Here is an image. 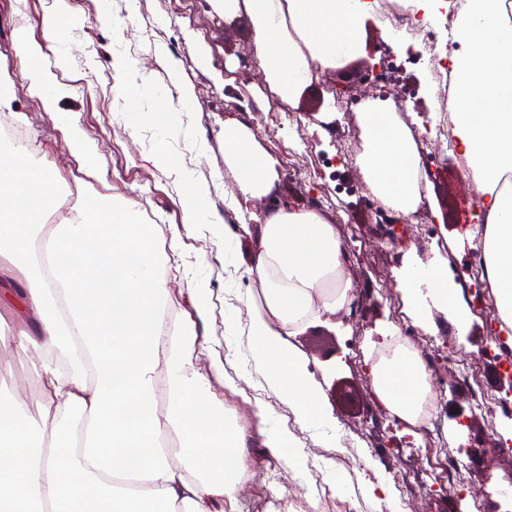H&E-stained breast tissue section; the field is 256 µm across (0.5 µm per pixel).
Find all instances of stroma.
Wrapping results in <instances>:
<instances>
[{"label":"stroma","instance_id":"1","mask_svg":"<svg viewBox=\"0 0 512 512\" xmlns=\"http://www.w3.org/2000/svg\"><path fill=\"white\" fill-rule=\"evenodd\" d=\"M73 22L59 43L45 42L42 20L56 0H0V73L10 78L15 97L11 117L32 132L30 148L40 166L52 174L63 197L52 212H60L65 195L83 196L93 190L138 204L142 223L150 227L152 243L164 261L159 268L181 322L194 326L206 342L193 353L197 370L210 383L212 393L224 403V414L233 423L246 449V470L251 476L232 506V512L249 507L264 512L266 501L278 488L315 486L317 480L332 482L334 474L345 479L349 494L370 498V480L359 477L368 466L374 478L392 482L400 478L417 490L422 470L441 467L439 451L413 447L405 432H383L372 420L380 405L372 397L366 364H347L352 339L382 342L388 333L390 306L385 298H365L358 324L341 319L313 321L301 334L291 337L302 352L323 395L325 408L334 420V430L324 432L296 422L292 408L268 389L262 372L250 356V305L261 295L243 272L227 266L223 244L209 225L181 221V189L162 163L163 156L180 159L199 181L210 186V207L225 224L241 226L240 252L250 259L260 248L261 213L250 202L240 201L233 171L225 161L224 134L227 125L252 124L275 111L276 100L267 91L264 77L241 69L245 54L255 53L251 21L246 12L225 15L218 0H66ZM42 44L46 58L60 83L68 88L59 108L87 134L93 157L71 155L66 131L56 114L43 111L30 95L28 80L15 55L21 42ZM131 59L151 77L147 86L127 88L119 82V62ZM378 61V33L373 19L360 28L358 54L330 69L326 82L311 83L299 95L295 110L300 132L281 131L277 138H259V145L276 161L277 176L264 195L266 209H305L307 188L288 174L285 149L298 134H305L318 149L332 151L335 115L329 105L332 87L356 85ZM139 96L143 110H150L155 94H163L172 106H180L184 92H191L190 109L181 113V126L163 133L151 124L128 128L117 108L119 90ZM59 111V112H60ZM96 176H89V169ZM435 177L429 186L427 205L434 226L424 248L399 243L377 245L383 231L376 224L366 189L341 195L350 224L369 247L353 261L356 274L373 281L384 272L401 273L420 255L439 258L462 269L469 257L470 231L474 221L465 200L454 189L453 161L433 165ZM204 284L209 294L205 315H198L188 290L189 282ZM457 297L470 315L463 337L468 351L479 354L484 382L497 384L500 361L486 349L497 336V321L481 300L464 288ZM235 316V333L227 335L226 316ZM248 381L253 390L244 393L239 384ZM445 416L462 414L473 445L464 449L481 484L492 485L500 476L512 474V451L490 453L491 438L486 417L473 414L470 391L449 386L442 397ZM360 428L362 437L345 448L340 425ZM288 429L306 458L320 459L328 472L313 470L296 474L268 446L270 432ZM346 453L349 465L337 464Z\"/></svg>","mask_w":512,"mask_h":512}]
</instances>
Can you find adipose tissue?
Wrapping results in <instances>:
<instances>
[{"instance_id":"obj_1","label":"adipose tissue","mask_w":512,"mask_h":512,"mask_svg":"<svg viewBox=\"0 0 512 512\" xmlns=\"http://www.w3.org/2000/svg\"><path fill=\"white\" fill-rule=\"evenodd\" d=\"M224 12L246 10L265 79L285 104L311 82L316 66L333 68L358 50L357 31L371 0H224ZM449 57L458 90L449 102L454 134L485 197L484 278L501 329L512 332V8L505 0H467ZM29 90L55 111L66 90L45 62L42 45L19 43ZM359 164L371 192L407 212L421 200L420 157L411 131L376 109L360 113ZM225 161L243 195L267 193L276 162L243 124L225 133ZM164 165L181 186L183 221H211L210 189L172 158ZM56 181L23 146L0 148V279L20 274L18 295L0 291V309L22 307L33 329L0 348L42 353L39 374L51 428L31 430L14 397L0 394V512H224L240 489L245 450L230 435L224 405L197 371L203 340L190 325L161 339L170 299L161 259L131 204L93 193L68 207L42 253L34 230L56 200ZM226 261L263 288L250 318L251 357L266 386L287 401L298 423L330 425L313 374L290 337L317 318H334L349 300L339 278L343 243L320 211L268 214L260 249L243 263L232 229L222 236ZM407 306L424 330L430 308L446 310L458 330L469 312L459 304L441 262L409 266L401 279ZM168 405L155 406L158 380ZM379 399L415 421L424 374L409 357L378 365ZM182 440L179 457L162 442Z\"/></svg>"}]
</instances>
